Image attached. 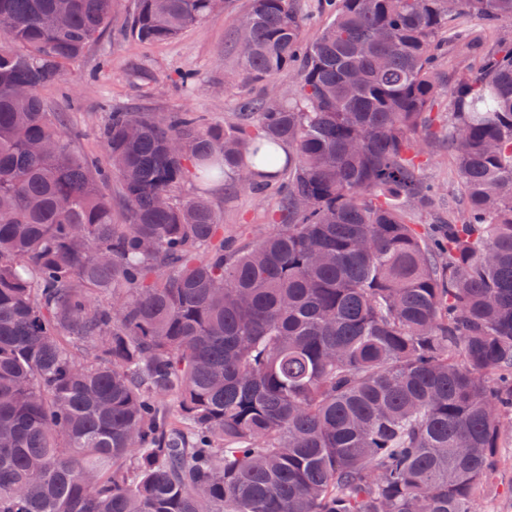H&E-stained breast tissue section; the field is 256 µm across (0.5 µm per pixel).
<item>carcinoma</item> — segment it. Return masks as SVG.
Masks as SVG:
<instances>
[{"label": "carcinoma", "instance_id": "1", "mask_svg": "<svg viewBox=\"0 0 512 512\" xmlns=\"http://www.w3.org/2000/svg\"><path fill=\"white\" fill-rule=\"evenodd\" d=\"M491 24L512 0H459ZM307 40L291 0L235 37L292 94L194 112L114 109L109 167L44 104L112 0H0V512H480L512 441V41L438 76L448 0H334ZM210 0H135L124 38L168 41ZM444 135L464 197L432 238L422 146ZM278 222L239 248L175 188L272 164ZM128 209L112 222L106 183ZM206 257L199 258L200 252Z\"/></svg>", "mask_w": 512, "mask_h": 512}]
</instances>
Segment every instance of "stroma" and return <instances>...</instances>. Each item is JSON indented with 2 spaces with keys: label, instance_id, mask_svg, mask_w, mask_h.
Instances as JSON below:
<instances>
[{
  "label": "stroma",
  "instance_id": "stroma-1",
  "mask_svg": "<svg viewBox=\"0 0 512 512\" xmlns=\"http://www.w3.org/2000/svg\"><path fill=\"white\" fill-rule=\"evenodd\" d=\"M134 0H113L112 21L107 33L91 43L81 58L67 68L68 86L45 88L43 99L52 112L65 116L63 132L75 150L88 156L104 154L101 132L111 110L134 108L143 112H196L207 122L229 127L241 122L236 101L245 95H259L263 86L224 83L226 72L236 70L238 58L234 40L240 19L251 0H224L222 12L192 26L162 43L143 44L118 40L114 31L124 27ZM452 28L469 33L474 50L485 43L512 39V19L503 17L487 27L467 13L454 16ZM191 75L189 84H177L178 75ZM422 177L438 185L442 195L433 207L409 205L415 224H434L448 216L446 193L456 183L448 154V143L435 140L431 158L421 168ZM178 198H205L219 216L224 235L242 243L264 238L272 229L270 217L280 198L274 192L254 193L249 188L229 190L223 182L203 183L187 178L177 190Z\"/></svg>",
  "mask_w": 512,
  "mask_h": 512
}]
</instances>
